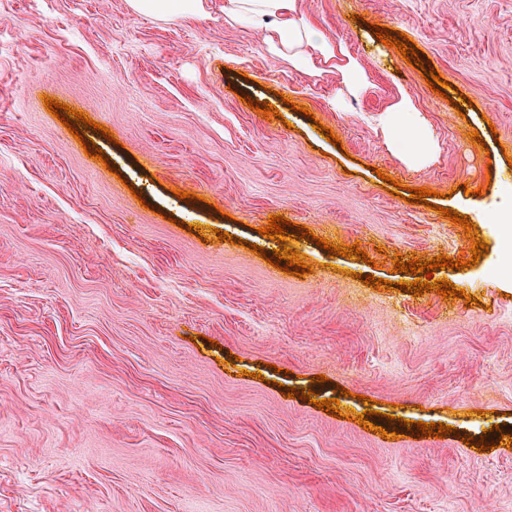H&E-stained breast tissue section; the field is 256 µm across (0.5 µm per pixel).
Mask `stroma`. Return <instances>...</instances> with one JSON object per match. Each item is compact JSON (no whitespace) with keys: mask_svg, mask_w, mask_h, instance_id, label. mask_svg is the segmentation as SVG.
<instances>
[{"mask_svg":"<svg viewBox=\"0 0 512 512\" xmlns=\"http://www.w3.org/2000/svg\"><path fill=\"white\" fill-rule=\"evenodd\" d=\"M300 5L364 63L362 95L267 56L224 0L177 25L126 0H0V512H512V0ZM375 23L415 42L448 97ZM403 92L437 145L422 165L381 126ZM48 97L112 132L81 136L105 161L57 136ZM443 207L488 245L434 273L464 297L360 282L403 281L397 257L469 258ZM274 215L314 232L286 236L312 273L269 277ZM286 387L345 388L341 417ZM368 398L396 439L357 423ZM403 418L453 433L420 439Z\"/></svg>","mask_w":512,"mask_h":512,"instance_id":"stroma-1","label":"stroma"}]
</instances>
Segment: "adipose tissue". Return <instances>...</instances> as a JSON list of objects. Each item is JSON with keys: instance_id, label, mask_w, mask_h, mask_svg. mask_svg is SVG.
<instances>
[{"instance_id": "adipose-tissue-1", "label": "adipose tissue", "mask_w": 512, "mask_h": 512, "mask_svg": "<svg viewBox=\"0 0 512 512\" xmlns=\"http://www.w3.org/2000/svg\"><path fill=\"white\" fill-rule=\"evenodd\" d=\"M127 4L137 14L166 22L205 14L204 0H127ZM224 23L256 28L262 34L265 52L295 69L316 75L321 66L336 68L354 95L363 94L368 86L363 62L343 43L308 22L299 10V0H224ZM383 123L393 148L405 162L432 159L434 139L408 95H401L387 109Z\"/></svg>"}]
</instances>
